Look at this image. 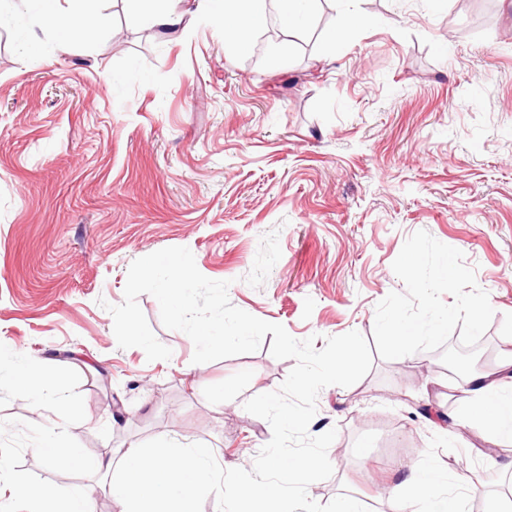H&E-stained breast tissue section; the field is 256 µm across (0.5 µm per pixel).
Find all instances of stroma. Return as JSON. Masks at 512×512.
<instances>
[{
	"instance_id": "obj_1",
	"label": "stroma",
	"mask_w": 512,
	"mask_h": 512,
	"mask_svg": "<svg viewBox=\"0 0 512 512\" xmlns=\"http://www.w3.org/2000/svg\"><path fill=\"white\" fill-rule=\"evenodd\" d=\"M99 4L109 27L41 65L20 47L30 31L55 41L38 0L0 28V363L58 370L82 407L71 419L0 388L13 481L89 487L91 512H114L103 478L36 453L56 422L91 457L177 437L249 469L269 442L244 404L294 365L271 355L272 335L199 373L191 339L143 294L171 358L113 342L105 303H122L130 264L163 248H189L234 306L321 349L352 330L372 338L378 302L405 290L392 264L424 230L462 251L489 295L496 344L481 371L512 351V0H318L262 53L256 35L227 51L197 0L167 33L129 28L123 0ZM467 386L418 352L323 388L309 432L336 430L333 474L309 497L403 512L387 488L431 453L468 512L512 500V441L488 446L485 424L461 420Z\"/></svg>"
}]
</instances>
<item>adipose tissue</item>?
<instances>
[{
	"mask_svg": "<svg viewBox=\"0 0 512 512\" xmlns=\"http://www.w3.org/2000/svg\"><path fill=\"white\" fill-rule=\"evenodd\" d=\"M59 0H40L43 15L55 24L56 43L65 47L85 41L97 30L107 27V15L78 0L76 6L63 11ZM127 20L135 28L174 27L184 20L175 0H126ZM205 8L224 19V42L231 50L245 44L244 36L262 21L264 0H200ZM512 370V354L502 359L495 371L477 375L459 408L470 419L487 421L494 441L512 437L504 428L505 418L512 416V405L498 402L496 395L503 379ZM12 383L37 401L63 406L72 415L79 405L62 388L58 375L29 364L5 368ZM41 455L48 463H64L72 468L89 469L107 477V492L118 512H195L192 484L206 482L212 470L210 449L180 441L163 439L154 450L136 446L118 449L116 456L90 458L81 449L62 446L58 430H51ZM443 475L435 460L424 466L411 467L393 487V494L405 503H418L424 512H462L459 499L442 495Z\"/></svg>",
	"mask_w": 512,
	"mask_h": 512,
	"instance_id": "ef3b65f1",
	"label": "adipose tissue"
}]
</instances>
